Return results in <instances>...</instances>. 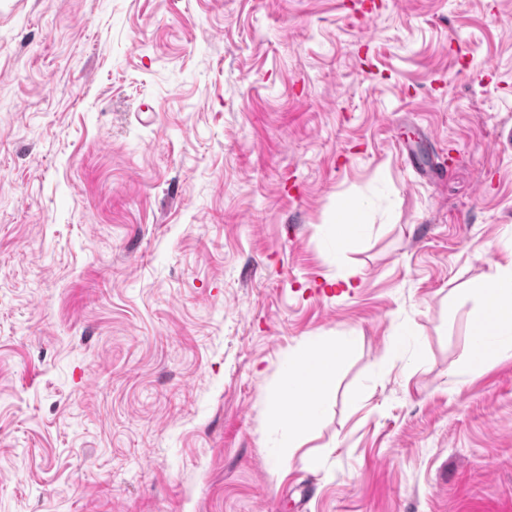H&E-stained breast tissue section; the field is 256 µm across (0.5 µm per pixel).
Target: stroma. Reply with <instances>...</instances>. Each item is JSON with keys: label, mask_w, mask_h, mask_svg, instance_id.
Returning a JSON list of instances; mask_svg holds the SVG:
<instances>
[{"label": "stroma", "mask_w": 512, "mask_h": 512, "mask_svg": "<svg viewBox=\"0 0 512 512\" xmlns=\"http://www.w3.org/2000/svg\"><path fill=\"white\" fill-rule=\"evenodd\" d=\"M363 2L0 0V512H512V0ZM511 266L496 265L482 273L475 284L480 302L472 312L470 365L473 369H481L490 360L512 351V340L508 344L502 340V336L512 335ZM344 351L343 345L336 349V341L328 347L311 341L288 358L280 393L288 399L289 408L278 407L273 416L274 425L280 431V448L285 454L296 448L298 438L317 417L324 401V390L341 364ZM312 369L317 370L315 379L308 375Z\"/></svg>", "instance_id": "stroma-1"}]
</instances>
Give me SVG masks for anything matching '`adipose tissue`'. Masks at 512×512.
<instances>
[{
  "label": "adipose tissue",
  "mask_w": 512,
  "mask_h": 512,
  "mask_svg": "<svg viewBox=\"0 0 512 512\" xmlns=\"http://www.w3.org/2000/svg\"><path fill=\"white\" fill-rule=\"evenodd\" d=\"M480 298L472 312L470 365L483 368L490 360L512 351V267L495 266L475 284ZM344 357L343 349L317 341L305 343L288 359L281 395L288 409L276 410L273 422L284 451H292L298 438L317 417L324 390Z\"/></svg>",
  "instance_id": "adipose-tissue-1"
}]
</instances>
